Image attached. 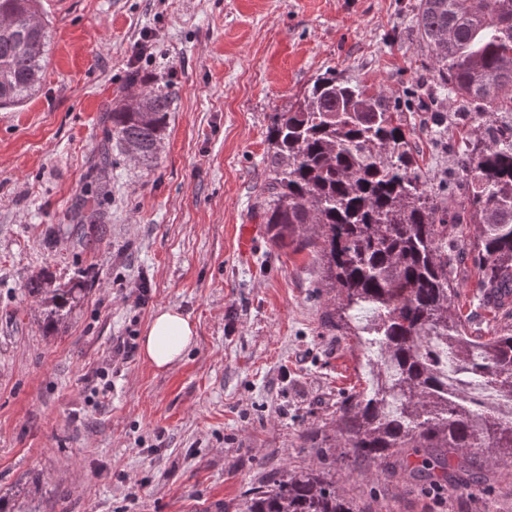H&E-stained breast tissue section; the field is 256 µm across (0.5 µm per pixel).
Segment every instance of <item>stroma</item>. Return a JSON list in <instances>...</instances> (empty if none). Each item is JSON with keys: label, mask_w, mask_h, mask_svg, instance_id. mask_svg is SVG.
I'll list each match as a JSON object with an SVG mask.
<instances>
[{"label": "stroma", "mask_w": 512, "mask_h": 512, "mask_svg": "<svg viewBox=\"0 0 512 512\" xmlns=\"http://www.w3.org/2000/svg\"><path fill=\"white\" fill-rule=\"evenodd\" d=\"M418 3L41 0L43 81L0 109V497L36 512H244L257 488L326 469L355 512H512V463L483 454L464 486L393 459L336 465L319 436L363 384L362 350L327 327L317 263L274 245L260 209L272 116L329 70L404 112L427 173L451 167L458 126L432 142L418 109L437 82ZM144 77L172 92L162 147L102 164L105 110ZM98 183L112 189L99 205ZM42 272L74 291L56 331L24 292ZM459 281L473 332L492 334L476 269ZM161 308L196 330L164 370L139 350Z\"/></svg>", "instance_id": "stroma-1"}]
</instances>
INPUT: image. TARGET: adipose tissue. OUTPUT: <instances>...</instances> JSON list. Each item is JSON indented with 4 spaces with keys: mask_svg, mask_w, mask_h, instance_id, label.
<instances>
[{
    "mask_svg": "<svg viewBox=\"0 0 512 512\" xmlns=\"http://www.w3.org/2000/svg\"><path fill=\"white\" fill-rule=\"evenodd\" d=\"M195 337V327L187 316L162 308L152 316L141 341V353L155 368L164 369L184 356Z\"/></svg>",
    "mask_w": 512,
    "mask_h": 512,
    "instance_id": "1",
    "label": "adipose tissue"
}]
</instances>
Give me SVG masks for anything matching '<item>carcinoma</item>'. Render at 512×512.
Wrapping results in <instances>:
<instances>
[{"mask_svg":"<svg viewBox=\"0 0 512 512\" xmlns=\"http://www.w3.org/2000/svg\"><path fill=\"white\" fill-rule=\"evenodd\" d=\"M417 27L431 47L438 95L476 102L454 174L467 196L450 209L419 164L413 131L384 94L317 75L288 110L272 116L269 174L261 207L280 246L309 251L330 295L326 320L374 359L373 383L352 388L336 410L330 448L353 462L396 457L418 477L464 484L459 452L489 450L512 462V421L438 390L429 343L448 345L464 372L512 396V323L492 336L469 333L455 309L453 272L471 259L482 307L512 305V0H419ZM50 21L39 0H0V108L18 106L39 86ZM164 85L116 100L104 141L149 161L169 126ZM475 228L473 237L464 226ZM29 295L52 305L62 324L73 289L41 274ZM245 512H353L326 471H295L253 493Z\"/></svg>","mask_w":512,"mask_h":512,"instance_id":"carcinoma-1","label":"carcinoma"}]
</instances>
